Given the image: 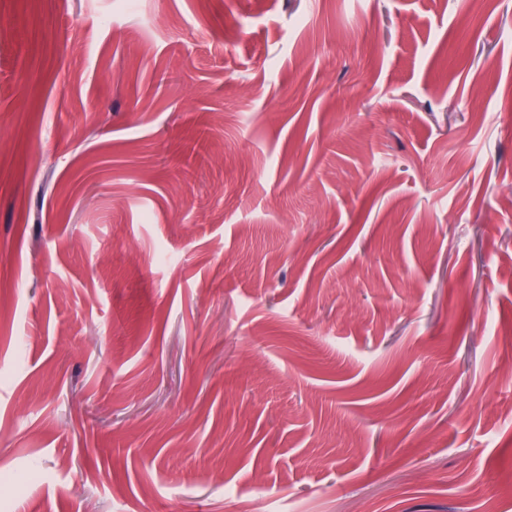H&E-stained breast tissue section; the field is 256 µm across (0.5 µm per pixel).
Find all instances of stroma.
I'll return each mask as SVG.
<instances>
[{
    "mask_svg": "<svg viewBox=\"0 0 512 512\" xmlns=\"http://www.w3.org/2000/svg\"><path fill=\"white\" fill-rule=\"evenodd\" d=\"M512 0H0V512H512Z\"/></svg>",
    "mask_w": 512,
    "mask_h": 512,
    "instance_id": "obj_1",
    "label": "stroma"
}]
</instances>
